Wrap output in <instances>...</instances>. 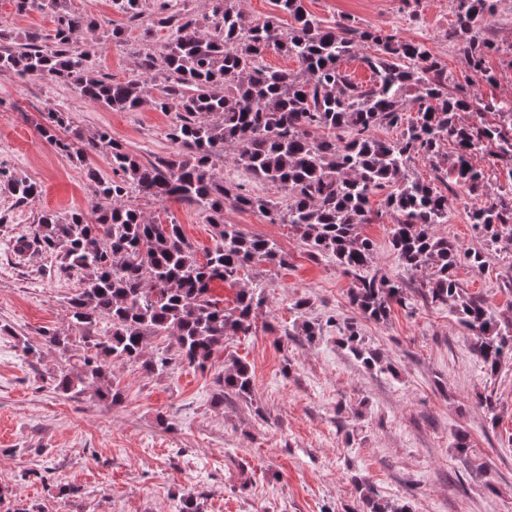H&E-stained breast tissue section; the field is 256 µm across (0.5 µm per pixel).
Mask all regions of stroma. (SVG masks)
Listing matches in <instances>:
<instances>
[{
  "label": "stroma",
  "instance_id": "35a3bbf8",
  "mask_svg": "<svg viewBox=\"0 0 512 512\" xmlns=\"http://www.w3.org/2000/svg\"><path fill=\"white\" fill-rule=\"evenodd\" d=\"M67 10L94 17L98 32L78 34L76 51H90L93 67L126 81L139 77L137 50L160 47L168 30L129 23L112 0H65ZM324 25L347 18L419 42L464 83L468 70L448 41L451 0H306ZM54 12L17 14L0 0V29L21 36L54 29ZM125 29L127 41L105 40ZM64 112L86 136L108 132L148 162L172 149L171 112L143 104L115 111L86 102L73 86L32 77L0 76V169L36 183L39 195L15 206L0 190V489L39 512H178L184 495L201 496L203 512H351V476L380 497L408 501L413 512H512V369L485 376L471 341L447 309L394 308L386 322L360 318L349 302L350 277L334 259L311 257L288 227L233 206L224 221L246 234L274 239L287 254L284 267L250 269L241 286L262 290L267 304L250 335L229 339L205 369L181 363L161 375L140 364L113 369L121 402L91 396L70 399L49 376L58 355L20 358L17 344L42 343L47 329L65 326L66 303L80 287L64 271L59 251L33 240L42 213L90 211L97 198L82 165L58 153L36 129L48 109ZM147 219L171 215L197 253L215 244L204 214L173 201H134ZM372 223L363 236L376 245L375 271H398L389 231L397 215L382 195L371 199ZM467 292L485 297L512 318V259L490 253L483 269L455 271ZM308 298V321L321 324L315 342L292 335L293 302ZM356 323L367 347L393 373L365 368L341 343L338 326ZM247 362L255 400L214 404L215 376L227 361ZM493 395L497 417L478 399ZM172 422L164 429L159 416ZM466 434L459 454L454 433ZM81 490L59 497L62 486Z\"/></svg>",
  "mask_w": 512,
  "mask_h": 512
}]
</instances>
